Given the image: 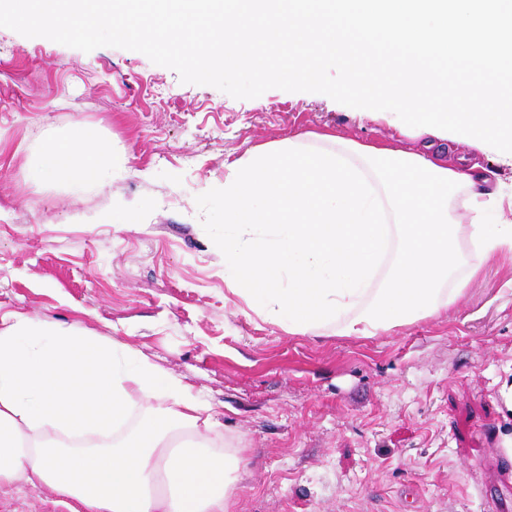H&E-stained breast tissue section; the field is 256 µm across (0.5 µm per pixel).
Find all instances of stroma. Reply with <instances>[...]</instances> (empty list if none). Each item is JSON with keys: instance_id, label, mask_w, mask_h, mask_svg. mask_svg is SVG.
Here are the masks:
<instances>
[{"instance_id": "35a3bbf8", "label": "stroma", "mask_w": 512, "mask_h": 512, "mask_svg": "<svg viewBox=\"0 0 512 512\" xmlns=\"http://www.w3.org/2000/svg\"><path fill=\"white\" fill-rule=\"evenodd\" d=\"M102 179L41 178L75 123ZM391 130L309 92L236 99L141 52L85 53L0 27V317L24 312L140 350L242 441L239 512H486L512 462V262L435 317L365 338L290 335L224 301V159L305 132ZM142 203L135 224L112 212ZM0 512H68L0 489Z\"/></svg>"}]
</instances>
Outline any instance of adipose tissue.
I'll return each instance as SVG.
<instances>
[{"instance_id": "ef3b65f1", "label": "adipose tissue", "mask_w": 512, "mask_h": 512, "mask_svg": "<svg viewBox=\"0 0 512 512\" xmlns=\"http://www.w3.org/2000/svg\"><path fill=\"white\" fill-rule=\"evenodd\" d=\"M452 150L425 132L410 151L305 133L225 160V300L291 335L356 338L448 310L512 252V189ZM102 151L75 124L40 172L97 181ZM215 426L139 350L0 318V486L49 489L70 512H237L246 449Z\"/></svg>"}]
</instances>
